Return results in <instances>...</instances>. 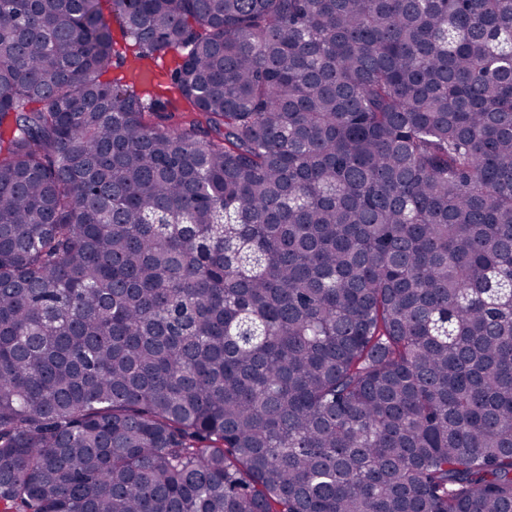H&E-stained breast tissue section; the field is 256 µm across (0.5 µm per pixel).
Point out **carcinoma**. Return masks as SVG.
<instances>
[{
	"label": "carcinoma",
	"mask_w": 512,
	"mask_h": 512,
	"mask_svg": "<svg viewBox=\"0 0 512 512\" xmlns=\"http://www.w3.org/2000/svg\"><path fill=\"white\" fill-rule=\"evenodd\" d=\"M0 0V501L512 512V0ZM112 36L114 49L119 53L120 60H113L112 69L103 79H121L123 84L136 81L137 89L143 93L146 103L160 97L179 109L186 107L184 99L177 92L166 89L170 85L171 72L179 61L177 53L169 52L152 60L137 59L134 40L130 35L122 33L115 14L112 15Z\"/></svg>",
	"instance_id": "obj_1"
}]
</instances>
